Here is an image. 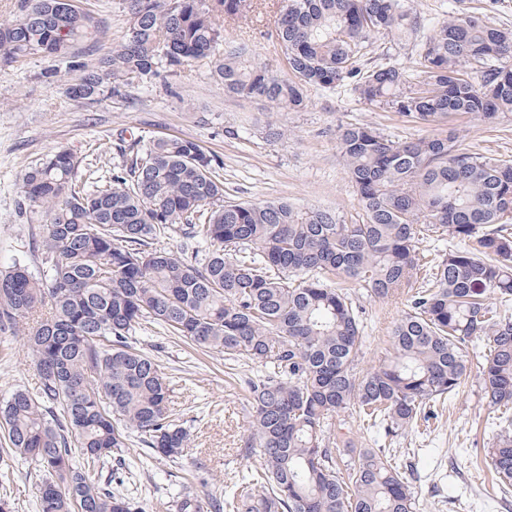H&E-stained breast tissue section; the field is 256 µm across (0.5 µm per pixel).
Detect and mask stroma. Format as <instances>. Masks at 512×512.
Segmentation results:
<instances>
[{
    "instance_id": "1",
    "label": "stroma",
    "mask_w": 512,
    "mask_h": 512,
    "mask_svg": "<svg viewBox=\"0 0 512 512\" xmlns=\"http://www.w3.org/2000/svg\"><path fill=\"white\" fill-rule=\"evenodd\" d=\"M78 2L99 22L97 33L78 45L83 60L94 65L123 44L126 2ZM282 4L265 0L261 20L251 29L226 24V44L247 42L257 62L285 71L274 36ZM411 6L422 18L417 34L406 42L375 38L365 65L391 62L411 68L434 23L457 10L478 11L492 24L512 28V0H412ZM44 67L38 57L0 65V266L18 260L34 263L33 227L19 210L21 176L32 163L61 148L92 161L97 154L111 153L121 139L191 138L223 161L227 197L287 199L303 208L337 210L354 220L360 209L337 147L340 127L368 124L396 140L429 133L428 127L393 109L367 104L345 90L313 89L302 111L273 112L260 100L225 95L206 60L181 75L134 84L126 101L93 106L70 99L63 85L44 77ZM272 125L284 128V136L269 137ZM454 127L462 147L512 160V114L491 124L464 114ZM351 295L364 325L357 365L363 373L391 357V330L408 310L412 292L379 300L355 287ZM138 346L157 353L179 419L193 434L187 452L173 462L151 458L137 438H130L127 456L145 512H176L180 493L188 490L202 499L212 492L231 493L259 465L258 450L248 445V381L259 374V367L226 361L159 332L142 335ZM485 354L483 342L470 345L460 387L428 418L398 436L380 435L350 409L330 420L326 438L340 448H383L394 455L415 492L418 512H512V493L503 499L493 494L483 462L501 425L482 398L479 370ZM37 382L25 340L0 334V399L16 386L32 389ZM39 482L27 461L0 463V500L9 512H37Z\"/></svg>"
}]
</instances>
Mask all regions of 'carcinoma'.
I'll use <instances>...</instances> for the list:
<instances>
[{"instance_id":"cac0c4a2","label":"carcinoma","mask_w":512,"mask_h":512,"mask_svg":"<svg viewBox=\"0 0 512 512\" xmlns=\"http://www.w3.org/2000/svg\"><path fill=\"white\" fill-rule=\"evenodd\" d=\"M411 0H284L276 36L280 74L251 59L246 43L220 50L228 20L245 26L258 0H126L125 42L95 66L78 43L99 27L74 0H19L0 21V64L47 62L44 77L86 104L127 99L149 82L207 59L224 92L299 111L311 88L348 86L434 133L396 141L373 126L338 132L357 189L358 219L288 200L224 198L221 162L193 139L116 144L119 160L96 175L60 148L21 177L22 211L45 230L40 267L0 268V333L26 338L38 386L0 402L5 456L41 474L39 512H143L139 502L90 475L122 464L127 434L175 461L191 442L157 357L137 334L160 327L226 359L258 364L249 383L250 444L260 465L219 502L188 494L179 512H416V496L391 456L346 454L324 425L353 407L396 436L446 399L467 371L468 345L488 348L480 370L486 405L512 410V161L458 144L445 132L460 113L493 123L512 112V29L478 12L433 25L414 76L393 63H362L371 40L410 39ZM480 68V80L463 68ZM181 237L205 253L174 252ZM469 242L432 264L417 244ZM421 283L395 323L393 356L356 371L362 336L347 288L377 299ZM503 494L512 492V430L489 452Z\"/></svg>"}]
</instances>
